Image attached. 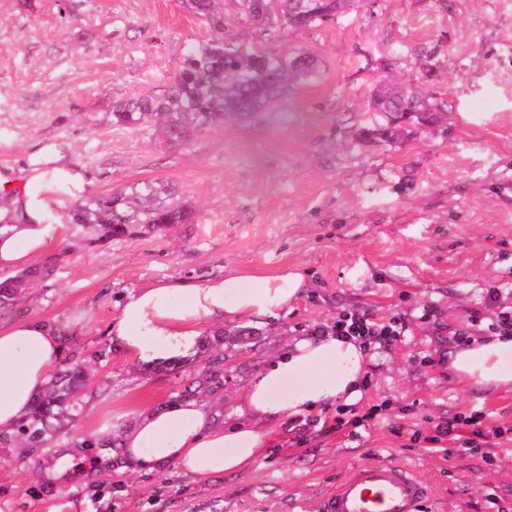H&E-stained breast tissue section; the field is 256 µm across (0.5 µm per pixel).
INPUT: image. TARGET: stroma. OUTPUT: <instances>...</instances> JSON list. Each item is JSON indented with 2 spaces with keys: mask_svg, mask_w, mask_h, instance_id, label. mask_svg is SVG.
I'll return each instance as SVG.
<instances>
[{
  "mask_svg": "<svg viewBox=\"0 0 512 512\" xmlns=\"http://www.w3.org/2000/svg\"><path fill=\"white\" fill-rule=\"evenodd\" d=\"M224 13L238 39L304 52L317 72L256 123L173 152L150 129L113 124L112 101L163 92L209 36L188 0H0V175L24 182L29 155L61 143L84 196L166 179L195 206L192 223L102 239L71 223L76 199L61 194L65 221L32 262L53 261L55 277L26 288L18 315L62 328V362L87 371L68 435L91 447L72 464L52 445L0 441V512H321L374 460L423 482L419 512H512V392L448 370L458 331L484 333L496 308L512 307V0H359L304 31L255 27L235 0ZM426 53L420 87L446 110L386 142L361 136L385 120L364 109L374 89L414 75ZM233 271L299 272L304 286L278 318L204 325L196 354L172 371L108 336L128 293ZM361 310L380 323L406 317L408 329L371 347L351 405L367 418L358 432L337 428L333 407L314 427L286 418L250 469L207 481L174 465L133 474L98 463L103 425L180 399L240 421L244 386L274 355ZM474 412L502 437L476 450L438 437L437 424ZM57 468L65 483L46 479Z\"/></svg>",
  "mask_w": 512,
  "mask_h": 512,
  "instance_id": "35a3bbf8",
  "label": "stroma"
}]
</instances>
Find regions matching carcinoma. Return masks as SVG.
Segmentation results:
<instances>
[{
    "label": "carcinoma",
    "mask_w": 512,
    "mask_h": 512,
    "mask_svg": "<svg viewBox=\"0 0 512 512\" xmlns=\"http://www.w3.org/2000/svg\"><path fill=\"white\" fill-rule=\"evenodd\" d=\"M191 9L204 18L214 35L193 45L159 96L121 97L112 104L115 124L127 128H152L170 146H190L195 140L226 123L244 124L260 117L278 98L316 73L309 56L284 55L224 36L223 0H191ZM356 0H238L244 15L262 29L288 26L309 29L330 23L347 12ZM367 110L385 114L387 122L362 133L389 139L401 130L399 122L433 120L440 106L408 81L396 89L382 88L367 100ZM194 217L190 200L167 180L151 179L96 195L75 208L72 221L99 227L109 237L122 236L130 226L148 230L172 224H189ZM34 279L22 272L0 281V315H10L27 284ZM86 381L78 365L53 375L33 399L29 413L12 430L32 444L61 441L64 421L74 411Z\"/></svg>",
    "instance_id": "cac0c4a2"
}]
</instances>
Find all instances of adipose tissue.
I'll return each mask as SVG.
<instances>
[{
	"label": "adipose tissue",
	"mask_w": 512,
	"mask_h": 512,
	"mask_svg": "<svg viewBox=\"0 0 512 512\" xmlns=\"http://www.w3.org/2000/svg\"><path fill=\"white\" fill-rule=\"evenodd\" d=\"M27 181L29 191L20 194L0 177V274L6 276L45 249L56 193L76 195L86 185L54 144L30 155ZM303 284L302 274L289 272L148 285L127 294L108 334L137 362L180 360L194 353L204 324L262 321L296 300ZM61 353L58 329L41 319L0 324V430L29 412ZM364 361L365 345L356 337L295 339L246 384L247 424L226 427L196 401L175 402L117 430L122 468L150 472L174 463L201 481L248 469L265 448L269 424L359 399ZM448 366L461 380L512 389V335L473 337L450 353Z\"/></svg>",
	"instance_id": "adipose-tissue-1"
}]
</instances>
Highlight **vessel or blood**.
I'll use <instances>...</instances> for the list:
<instances>
[{
    "instance_id": "1",
    "label": "vessel or blood",
    "mask_w": 512,
    "mask_h": 512,
    "mask_svg": "<svg viewBox=\"0 0 512 512\" xmlns=\"http://www.w3.org/2000/svg\"><path fill=\"white\" fill-rule=\"evenodd\" d=\"M426 489L408 469L371 463L346 478L323 504V512H416Z\"/></svg>"
}]
</instances>
